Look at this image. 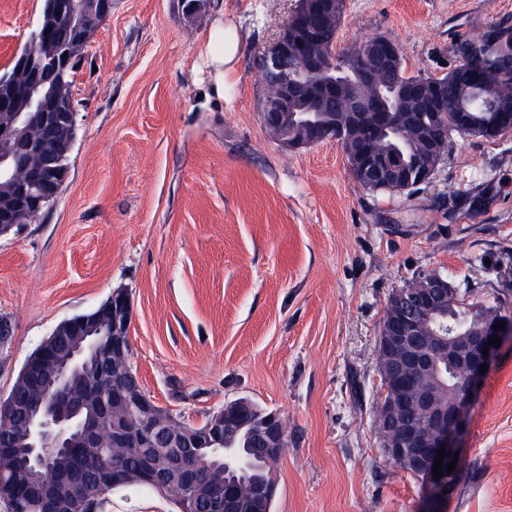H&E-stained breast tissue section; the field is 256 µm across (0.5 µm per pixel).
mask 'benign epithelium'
Segmentation results:
<instances>
[{"label":"benign epithelium","instance_id":"benign-epithelium-1","mask_svg":"<svg viewBox=\"0 0 512 512\" xmlns=\"http://www.w3.org/2000/svg\"><path fill=\"white\" fill-rule=\"evenodd\" d=\"M307 4L308 0H298L288 24L261 58L264 71L296 65L314 77L309 82H281L273 92L264 94L260 112L272 132L278 129V113L288 111L289 105L306 93L313 95L311 102L315 106L320 98L334 97L346 90V84L335 77L336 54L328 56L318 52L313 36L316 27L336 23L344 13L345 0H318L310 20L298 30L296 22ZM84 5L94 21L105 20L112 14V0H84ZM86 38L84 31L64 50L60 59L36 60L22 53L18 55L17 68L8 75L14 83L22 81L20 88L29 107L39 113V124L29 128L24 113L15 110L10 101L0 100V113H7V120L0 123V176L13 181L17 187L14 202L0 214V224L31 222L63 191L68 171L58 167L56 159L72 149L77 112L72 94L60 91L59 71L75 64V49L84 46ZM399 59V46L389 37L377 35L365 44L361 53L346 58L343 66L359 81L375 84ZM399 92L421 110L452 111L454 126L461 131L467 129L468 108H449L439 83L405 85ZM387 111L389 107L382 97L360 100L354 103L346 119L349 124L366 128L377 120L379 113ZM442 157L443 153L436 152L427 161L415 162L411 171L395 157L377 162L366 160L363 172L370 178L409 188L414 183L431 181ZM449 290L447 278L431 274L393 292L388 304L395 309V314L383 323L378 341L383 392L394 386L400 390L399 396L387 400L389 413L410 409L421 415L420 424L401 429L397 438L386 442L384 456L400 463L404 472L412 476L421 474L432 482L436 481L433 467L440 448H445V466L453 460L455 437L484 378L480 365L490 364L499 350L489 345V340L495 336L501 344L512 340V317L507 314L468 334H441L429 339L420 336V323L454 301ZM117 314L131 318L129 299L120 292L113 294L94 318L68 323L69 331L78 339L62 362L54 360L53 340L48 337L43 341L39 364L52 368L57 383L32 388L33 403L20 404L12 392L0 399V425L9 426L18 413H23L30 439L29 464L38 473L46 472L45 497L39 504L41 512H53L54 500L70 489L71 481L56 472L54 455L75 446L84 448L92 457L95 449L110 447L131 435L138 447L148 453H162L180 469L188 467L190 462L187 449L196 446L198 426L179 422L170 413L139 401L140 416L136 425L131 427L123 422L112 433H105L95 426L83 406L74 403L65 385L70 374L84 369L91 360L102 368H110L112 362L125 358L124 344L112 339V319ZM499 321L505 328L497 326ZM486 346L489 347L487 356L483 351ZM443 354L448 355V363L465 380V385L452 406L439 409L434 405L431 392L423 387V381L434 372L437 359ZM88 405L96 411L110 409L114 415L123 410V402H114L112 397L103 394L96 395Z\"/></svg>","mask_w":512,"mask_h":512}]
</instances>
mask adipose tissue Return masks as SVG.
Masks as SVG:
<instances>
[{"label":"adipose tissue","instance_id":"adipose-tissue-1","mask_svg":"<svg viewBox=\"0 0 512 512\" xmlns=\"http://www.w3.org/2000/svg\"><path fill=\"white\" fill-rule=\"evenodd\" d=\"M240 50V38L232 22H216L208 31L201 46L212 80L211 90L223 96L236 86L235 62Z\"/></svg>","mask_w":512,"mask_h":512}]
</instances>
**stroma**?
<instances>
[{"label":"stroma","instance_id":"stroma-1","mask_svg":"<svg viewBox=\"0 0 512 512\" xmlns=\"http://www.w3.org/2000/svg\"><path fill=\"white\" fill-rule=\"evenodd\" d=\"M297 0H112L72 87L77 139L61 195L0 235V398L63 320L128 294L146 395L201 423L245 397L288 421L272 512H512V343L455 438L448 492L385 458L374 414L390 295L431 273L512 314V131L453 136L434 178L372 192L333 140L289 147L259 112L262 51ZM43 0H0V72ZM241 32L238 85L204 104L210 25ZM512 26V0H345L337 51L397 40L409 75L455 68L456 45ZM104 512H175L146 486Z\"/></svg>","mask_w":512,"mask_h":512}]
</instances>
